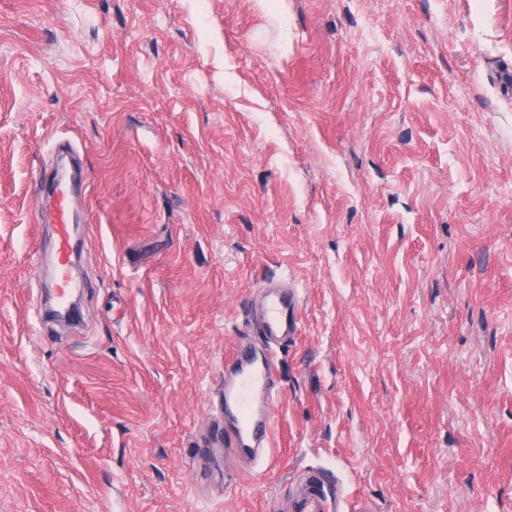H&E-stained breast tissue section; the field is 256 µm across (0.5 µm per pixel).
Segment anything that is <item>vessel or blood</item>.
<instances>
[{
  "instance_id": "obj_1",
  "label": "vessel or blood",
  "mask_w": 512,
  "mask_h": 512,
  "mask_svg": "<svg viewBox=\"0 0 512 512\" xmlns=\"http://www.w3.org/2000/svg\"><path fill=\"white\" fill-rule=\"evenodd\" d=\"M50 197L52 221L57 235L56 259L59 269V298H66L75 288L71 277L72 239L71 202L62 180H53ZM298 300L294 292L265 290L261 319L256 327L264 336L267 348L262 356L236 347L229 354L234 368L224 382V414L231 425L224 432V445L234 452L256 455L267 452L273 433V402L270 377L276 350L287 342L296 327ZM321 480H311L302 490L299 512H324V498L319 489Z\"/></svg>"
}]
</instances>
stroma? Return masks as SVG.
<instances>
[{
    "mask_svg": "<svg viewBox=\"0 0 512 512\" xmlns=\"http://www.w3.org/2000/svg\"><path fill=\"white\" fill-rule=\"evenodd\" d=\"M512 0H0V512H512ZM87 166L81 319L40 181ZM297 291L274 445L224 352ZM324 482L320 479L311 480L302 490L301 500L298 502L300 512H323L325 511L323 503L325 497L319 493L320 487H324Z\"/></svg>",
    "mask_w": 512,
    "mask_h": 512,
    "instance_id": "stroma-1",
    "label": "stroma"
}]
</instances>
